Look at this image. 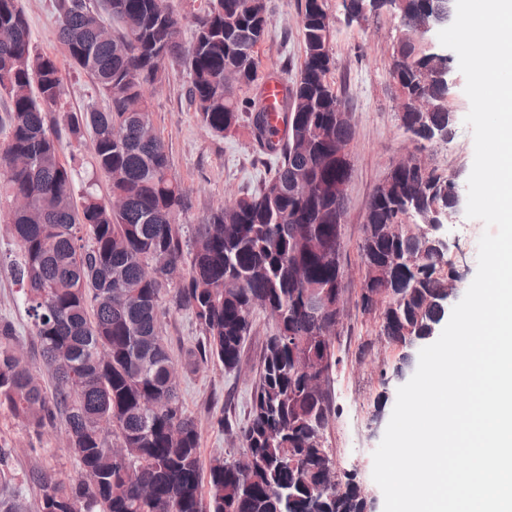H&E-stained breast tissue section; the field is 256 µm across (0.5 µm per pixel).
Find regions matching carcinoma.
I'll return each instance as SVG.
<instances>
[{
	"label": "carcinoma",
	"mask_w": 512,
	"mask_h": 512,
	"mask_svg": "<svg viewBox=\"0 0 512 512\" xmlns=\"http://www.w3.org/2000/svg\"><path fill=\"white\" fill-rule=\"evenodd\" d=\"M427 0H377L417 22ZM305 57L288 90V138L273 154L274 175L195 225L172 173L144 88L178 66L201 124L222 139L247 124L265 139L261 97L237 90L260 79L259 52L269 17L265 0H207L192 15V38L165 0H55L58 36L75 69L92 79L105 107L67 108L55 56L32 44L20 0H0V198L3 224L18 246L20 286L46 391L26 360L14 323L0 320V407L37 429L60 421L78 462L67 482L47 471L39 512H364L353 480L323 491L334 466L326 430L334 417L336 295L350 178L340 154L354 132L332 112L333 65L325 0H300ZM432 57L414 37L396 51L393 74L406 100L426 93L434 111L404 112L402 127L431 137L448 124V91L425 80ZM91 139L93 178L75 193L79 163L62 157V139ZM448 175L409 167L375 190L359 250L362 289L391 299L379 310L380 335L424 336L446 312L439 277L447 255L416 235L443 201ZM190 312L203 338L177 362L158 334L167 307ZM272 320L250 418L235 432L241 452L203 467L200 433L182 405V373L216 361L238 371L256 310ZM0 448V512H26Z\"/></svg>",
	"instance_id": "1"
}]
</instances>
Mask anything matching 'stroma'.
<instances>
[{
    "mask_svg": "<svg viewBox=\"0 0 512 512\" xmlns=\"http://www.w3.org/2000/svg\"><path fill=\"white\" fill-rule=\"evenodd\" d=\"M333 18L334 64L327 76L354 130L350 147L351 176L347 184V214L341 266L344 290L340 322L336 327V370L331 380L335 416L327 432L337 473L353 478L371 503L382 512L384 498L372 478L373 453L382 440L396 401L398 388L413 376L414 367L402 364L403 349L378 334L374 314L364 312L360 290L364 265L358 245L372 195L390 169L414 156L429 167L455 176L459 189H466L474 160L472 131L464 122L470 109L466 80L453 70L448 90V110L457 122L449 143L427 145L416 141L401 126L405 101L393 78L394 52L401 30L397 19L383 11L365 23L347 22L343 0H327ZM31 38L38 50L54 55L62 68L67 102L81 110L96 99L90 78L74 70L58 38L52 0H22ZM269 32L260 47V72H277L294 83L304 59L299 34L298 0H267ZM187 73L172 71L162 85L150 87L154 123L171 158L173 172L192 197V209L185 225L202 223L209 211L240 194L253 191L268 177L271 166L255 153L247 127L234 137L218 138L201 125L187 95ZM485 230L481 220L459 214L449 225L448 235L457 244L449 259L461 274L460 291H467L477 271L478 241ZM14 240L0 233V319L12 321L20 347L32 366H39V347L20 300L10 266L16 254ZM271 321L263 311L254 314V328L244 343L237 373L225 374L218 363L200 365L185 372L181 380L184 408L200 432L202 463L215 457L228 458L240 451L239 441L222 430L246 425L250 414V393L259 378L261 357ZM160 334L174 359H182L202 337L194 316L188 311H167L160 319ZM365 341L373 347L365 356L357 348ZM0 446L13 451V489L37 512L41 491L29 474L47 470L68 481L77 470L75 458L65 445L63 424L34 432L26 422L0 408Z\"/></svg>",
    "mask_w": 512,
    "mask_h": 512,
    "instance_id": "35a3bbf8",
    "label": "stroma"
}]
</instances>
